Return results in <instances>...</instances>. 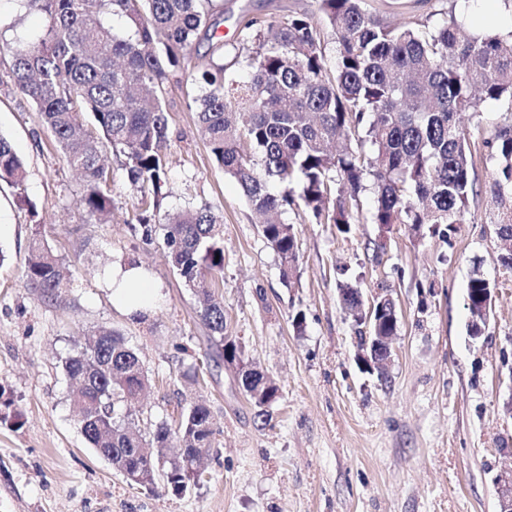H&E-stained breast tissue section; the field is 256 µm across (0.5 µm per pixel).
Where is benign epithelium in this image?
I'll return each mask as SVG.
<instances>
[{
  "label": "benign epithelium",
  "instance_id": "benign-epithelium-1",
  "mask_svg": "<svg viewBox=\"0 0 512 512\" xmlns=\"http://www.w3.org/2000/svg\"><path fill=\"white\" fill-rule=\"evenodd\" d=\"M360 324L365 326V336L360 343L359 359L371 371L383 375L391 362L394 336L380 334L381 316L388 314L397 320L396 303L389 294H379L370 302L360 301ZM499 512H512V471L497 478Z\"/></svg>",
  "mask_w": 512,
  "mask_h": 512
}]
</instances>
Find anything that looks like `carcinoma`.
I'll return each instance as SVG.
<instances>
[{
  "mask_svg": "<svg viewBox=\"0 0 512 512\" xmlns=\"http://www.w3.org/2000/svg\"><path fill=\"white\" fill-rule=\"evenodd\" d=\"M46 19L43 34L0 42L13 57L20 92L41 112L69 166L85 182L79 205L92 215L112 214V170L101 145L125 158L124 170L140 193L141 209L158 210L167 180L163 149L168 141L164 99L169 73L189 71L199 88L193 99L198 131L212 159L242 188L251 210L264 217L259 233L278 255L285 284L298 276L290 209L344 234L359 212L360 194L372 191L365 222L381 228L405 224L448 236L477 195L470 179L473 155L461 123L487 100L512 98V30L465 37L453 13L430 26H393L368 11L366 0H315L317 13L287 12L270 21L250 18L240 27L242 45L205 55L197 43L211 39L212 0H17ZM123 21L115 29L112 21ZM335 35V64H327L324 30ZM92 132H83L84 120ZM496 169L490 186L497 237L512 242V125L495 134ZM24 163L0 135V180L22 190ZM162 232L168 256L185 283L205 298L202 320L221 350L213 361H244V351L225 341L224 304L212 293L224 272L220 216L201 205L151 226ZM25 278L56 297L63 288L60 265L45 242L32 241ZM495 284L473 272L467 294ZM351 316L359 304L349 279L338 283ZM79 384L81 430L98 454L141 479H153L142 449L165 457L173 439L209 454L217 427L205 406L162 422L151 438L136 427L112 422L115 403H139L149 380L138 354L123 336L98 332L94 345L65 361ZM237 381L258 408L279 398L271 378L241 369ZM177 496L187 481L181 458L165 469Z\"/></svg>",
  "mask_w": 512,
  "mask_h": 512,
  "instance_id": "carcinoma-1",
  "label": "carcinoma"
}]
</instances>
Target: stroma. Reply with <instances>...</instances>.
<instances>
[{"instance_id":"1","label":"stroma","mask_w":512,"mask_h":512,"mask_svg":"<svg viewBox=\"0 0 512 512\" xmlns=\"http://www.w3.org/2000/svg\"><path fill=\"white\" fill-rule=\"evenodd\" d=\"M392 24L464 19L467 33L512 27L504 0H367ZM226 43L252 17L310 13L314 0H213ZM44 21L0 0V39L39 34ZM185 73L166 84L169 113L167 211L202 203L224 220V302L228 336L276 381L265 412L233 369L209 363L215 350L193 291L170 266L162 235L145 238L138 194L122 157L112 169L111 219L79 205L84 181L62 157L39 112L15 86L12 58L0 53V134L24 159L23 190L0 182V512H499L497 477L512 470V269L493 232L488 146L512 123V101L488 100L468 113L477 191L448 237L414 238L406 225L350 233L289 211L299 276L284 284L277 254L261 237L236 181L217 168L190 103ZM40 237L67 278L60 296L29 285V244ZM146 269L162 296L136 320L112 303L103 273L119 261ZM496 283L482 336H471L467 284L473 270ZM356 281L364 298L391 294L397 335L386 379L358 359L360 333L342 308L338 283ZM303 313V331L292 318ZM125 337L141 358L149 389L132 417L143 435L205 402L219 432L198 486L176 496L156 483L129 484L81 433L67 357L95 331ZM205 367V381L187 376Z\"/></svg>"}]
</instances>
